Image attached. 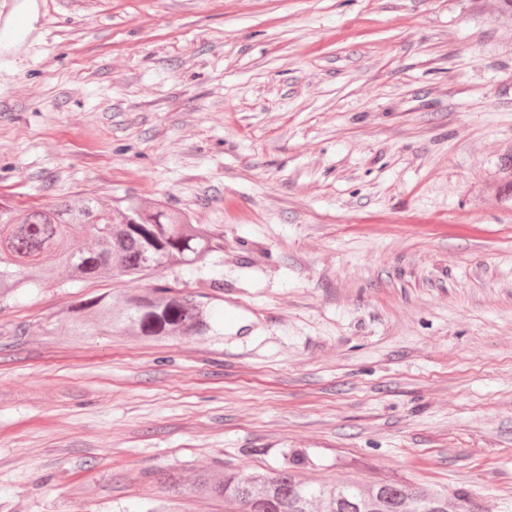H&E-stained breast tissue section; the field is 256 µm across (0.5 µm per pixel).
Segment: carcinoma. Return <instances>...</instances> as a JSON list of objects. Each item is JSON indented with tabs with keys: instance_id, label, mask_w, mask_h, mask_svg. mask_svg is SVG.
I'll list each match as a JSON object with an SVG mask.
<instances>
[{
	"instance_id": "obj_1",
	"label": "carcinoma",
	"mask_w": 512,
	"mask_h": 512,
	"mask_svg": "<svg viewBox=\"0 0 512 512\" xmlns=\"http://www.w3.org/2000/svg\"><path fill=\"white\" fill-rule=\"evenodd\" d=\"M224 250V239L162 203L129 199L124 206L74 195L19 211L0 205V301L34 284L41 258L52 257L71 281L112 278L141 281L172 265H204ZM205 294L166 287L131 294H100L68 311L69 329L85 336L90 321L153 340L214 331ZM309 460L300 450L281 453L270 476L240 471L222 479L199 472L184 489L224 501L225 512H475L465 493L448 496L402 483L365 486L350 478L313 484L301 478Z\"/></svg>"
}]
</instances>
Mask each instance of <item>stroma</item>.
I'll list each match as a JSON object with an SVG mask.
<instances>
[{"instance_id":"35a3bbf8","label":"stroma","mask_w":512,"mask_h":512,"mask_svg":"<svg viewBox=\"0 0 512 512\" xmlns=\"http://www.w3.org/2000/svg\"><path fill=\"white\" fill-rule=\"evenodd\" d=\"M0 200L155 199L224 238L152 278L214 333L0 308V512H148L167 475L461 490L512 512V23L498 0H0ZM236 317L225 322V309Z\"/></svg>"}]
</instances>
